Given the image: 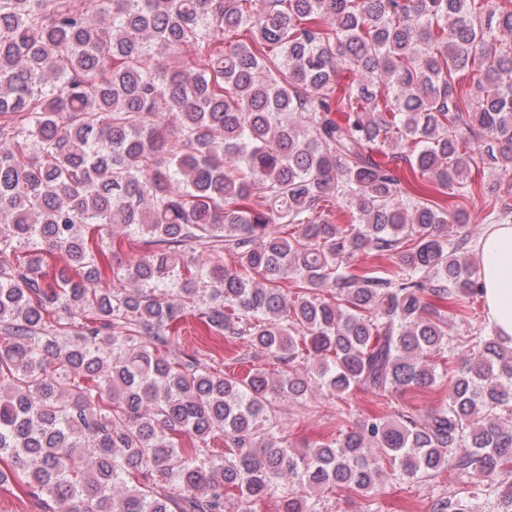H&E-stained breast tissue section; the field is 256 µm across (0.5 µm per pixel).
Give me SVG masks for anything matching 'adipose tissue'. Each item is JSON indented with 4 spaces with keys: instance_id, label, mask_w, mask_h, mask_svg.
Masks as SVG:
<instances>
[{
    "instance_id": "ef3b65f1",
    "label": "adipose tissue",
    "mask_w": 512,
    "mask_h": 512,
    "mask_svg": "<svg viewBox=\"0 0 512 512\" xmlns=\"http://www.w3.org/2000/svg\"><path fill=\"white\" fill-rule=\"evenodd\" d=\"M475 249L487 319L501 336L512 337V221L489 225Z\"/></svg>"
}]
</instances>
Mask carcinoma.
<instances>
[{
    "instance_id": "cac0c4a2",
    "label": "carcinoma",
    "mask_w": 512,
    "mask_h": 512,
    "mask_svg": "<svg viewBox=\"0 0 512 512\" xmlns=\"http://www.w3.org/2000/svg\"><path fill=\"white\" fill-rule=\"evenodd\" d=\"M253 2L0 0V485L22 473L50 512H253L287 478L282 512H314L325 489L375 496L386 460L459 485L430 512H512L493 329L423 415L298 451L270 400L436 386L448 316L482 290L463 212L404 170L451 198L478 164L512 174V0ZM107 235L152 251L91 290ZM45 252L66 263L51 279ZM190 307L278 377L198 370L174 350Z\"/></svg>"
}]
</instances>
